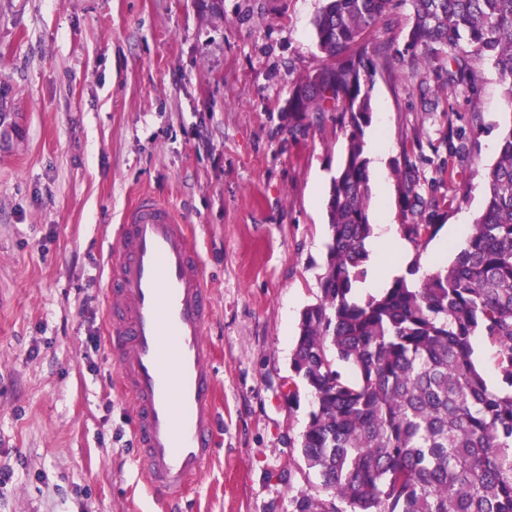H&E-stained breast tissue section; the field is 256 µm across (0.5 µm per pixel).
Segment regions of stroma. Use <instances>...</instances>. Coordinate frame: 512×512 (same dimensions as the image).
<instances>
[{"instance_id": "1", "label": "stroma", "mask_w": 512, "mask_h": 512, "mask_svg": "<svg viewBox=\"0 0 512 512\" xmlns=\"http://www.w3.org/2000/svg\"><path fill=\"white\" fill-rule=\"evenodd\" d=\"M323 0H0V512H159L139 480L127 398L104 345L107 246L143 194L190 224L212 296L215 452L168 512H292L323 497L300 454L312 398L288 399L300 314L317 302L325 211L346 136L335 113L288 132L294 86L319 64ZM408 7L370 33L388 57L368 142L385 149L370 210L402 224L399 171L440 203L435 243L485 204L512 128L505 87L450 95L397 56ZM470 155L449 158V127ZM469 193L457 202L459 190Z\"/></svg>"}]
</instances>
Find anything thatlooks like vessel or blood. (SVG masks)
Masks as SVG:
<instances>
[{"instance_id": "vessel-or-blood-1", "label": "vessel or blood", "mask_w": 512, "mask_h": 512, "mask_svg": "<svg viewBox=\"0 0 512 512\" xmlns=\"http://www.w3.org/2000/svg\"><path fill=\"white\" fill-rule=\"evenodd\" d=\"M107 349L132 405L137 470L154 502L183 499L214 455L212 298L190 225L142 196L108 248Z\"/></svg>"}]
</instances>
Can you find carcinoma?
I'll list each match as a JSON object with an SVG mask.
<instances>
[{"mask_svg": "<svg viewBox=\"0 0 512 512\" xmlns=\"http://www.w3.org/2000/svg\"><path fill=\"white\" fill-rule=\"evenodd\" d=\"M412 23L403 54L445 62L443 85L474 99L476 65L489 63L512 107V0H324L313 20L322 60L288 99L292 136L327 112L347 137L327 201L330 237L318 301L301 314L291 363L313 397L300 452L326 498L299 492L293 512H512V127L486 174V207L466 246L415 287L396 278L361 298L373 236L366 128L378 68L369 32L404 3ZM448 156L466 153L451 130ZM404 237L423 250L438 205L403 178ZM498 347V387L472 360V338ZM348 371H343V368Z\"/></svg>", "mask_w": 512, "mask_h": 512, "instance_id": "cac0c4a2", "label": "carcinoma"}]
</instances>
